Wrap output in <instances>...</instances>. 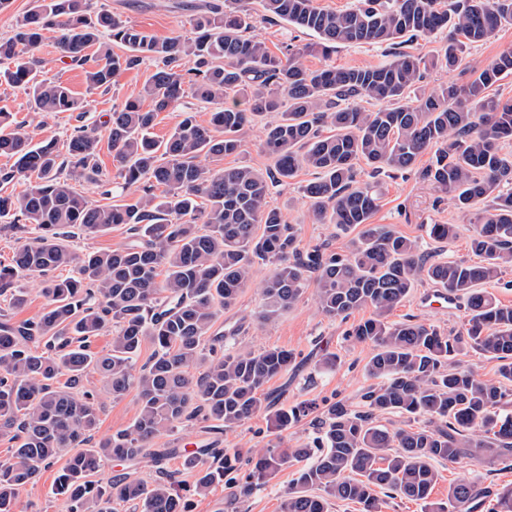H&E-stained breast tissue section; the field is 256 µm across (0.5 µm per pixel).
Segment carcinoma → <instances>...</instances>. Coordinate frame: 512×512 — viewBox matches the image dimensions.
<instances>
[{
  "label": "carcinoma",
  "mask_w": 512,
  "mask_h": 512,
  "mask_svg": "<svg viewBox=\"0 0 512 512\" xmlns=\"http://www.w3.org/2000/svg\"><path fill=\"white\" fill-rule=\"evenodd\" d=\"M258 4L262 21H284L318 42L272 52L253 34L258 18L249 0H212L194 15L193 36L163 40L108 11L91 15L90 0H35L13 35L0 39L3 76L27 92L36 112L87 107L63 82L39 78L41 61L32 52L47 30H59L61 55L73 64L85 65L93 50L95 66L84 71L91 90L106 92L125 72L155 64L140 96L104 122L123 188L138 193L129 202L92 203L76 189L104 185L94 131L79 127L62 146L54 139L33 146L0 111V155L15 159L0 181L25 185L16 195L0 194V220L8 219L0 232L33 233L0 261V297L23 308L26 296L16 282L36 273L46 298L34 317L0 318V435L13 442L0 461V512H15L20 492L63 456L54 494L66 512H113L115 501L136 512H189L175 471L161 469L150 482L92 479L113 458H149L159 466L180 454L197 492L223 482L241 451L213 440L183 455L151 441L199 418L227 430L269 410L264 387L288 370L294 353L233 351L213 333L257 264L271 266L259 286L261 323L274 321L310 286L330 317L372 309L348 336L372 347L365 371L373 384L360 410L330 405L319 435L301 448L285 442L309 407H277L270 421L278 443L246 451L251 468L233 495L247 497L280 469L305 461L282 512H328L333 500L379 512L377 488L427 502L433 512H475L485 503L488 512H512V488L499 491L478 477L450 485L448 506L430 502L435 460L489 456L512 466V306L482 289L512 265V103L487 95L512 74V50L464 87L423 85L427 71L457 68L466 49L512 25V0H358L345 10L317 0ZM437 34L446 43L431 58L401 50ZM351 44L385 45L389 59L371 67L304 64L308 53L329 57ZM188 94L211 106L208 120L184 110L167 138L155 139L159 113ZM370 101L383 106L368 111ZM257 118L265 120L262 148L271 165L218 166L240 153V133ZM429 149L422 177L472 215L476 262H426L416 241L371 224L379 182L357 180L358 162L375 178L390 177L412 170ZM302 169L315 174L302 187L312 222L359 230L348 255L301 248L299 225L269 205L271 187ZM119 225L131 238L121 249L79 257L70 248L75 238ZM429 235L453 241L459 226L431 224ZM63 267L67 276L52 275ZM424 280L466 301L469 319L455 335L388 320ZM109 331V352H93L92 339ZM146 342L153 354L137 369ZM466 347L498 361L497 382L458 365ZM92 371L112 396L134 388L139 402L130 428L94 445L100 406L83 389ZM383 414L410 423L388 429L377 424Z\"/></svg>",
  "instance_id": "1"
}]
</instances>
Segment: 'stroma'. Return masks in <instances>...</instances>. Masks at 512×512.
<instances>
[{"label": "stroma", "instance_id": "35a3bbf8", "mask_svg": "<svg viewBox=\"0 0 512 512\" xmlns=\"http://www.w3.org/2000/svg\"><path fill=\"white\" fill-rule=\"evenodd\" d=\"M173 3L174 0H92V7L120 15L158 39L190 37L192 15L175 9ZM506 49H512L510 25L502 27L486 43L467 50L455 70L429 71L424 84L429 88L447 82L465 84L474 73L480 72ZM35 55L42 61L44 78L63 81L75 97L90 103L84 112L47 115L33 111L30 98L22 88L0 81V108L11 112L14 121L22 124L37 142L44 139L66 141L78 126L100 129L106 114L112 112L114 107L141 94L154 70L152 63H145L123 74L111 90L91 92L87 89L83 68L61 59L54 33L46 34ZM385 59L383 47L358 44L341 47L327 58L314 53L305 56L304 62L310 68L317 69L328 64L376 66ZM428 163V156H421L416 169L383 179L379 206L372 221L389 225L401 235L416 240L421 252L448 260L474 262L475 257L468 244L473 230L470 217L459 211L446 194L422 178L421 170ZM312 178V172L299 171L288 183L272 189L270 203L282 211L288 223L299 225L301 246L323 244L331 252L347 254L352 233L340 231L332 224H314L309 220V203L301 187ZM430 224L458 225L459 236L447 244L434 242L426 233V227ZM268 272V267H257L254 283L243 288L235 304L216 320L213 330L225 335V345L232 350L272 347L293 350L295 363L288 371L271 379L265 390L280 405L309 404L308 416L288 432L289 445L296 447L312 439L317 420L329 404L340 401L351 408H359L360 395L369 384L364 365L372 349L369 345L347 340L345 332L349 327L348 322L326 316L319 308L315 290L311 287L274 322L259 323L255 318L259 305L255 282ZM431 288L429 282L420 283L409 299L392 312V320L400 322L410 319L434 325L448 334L455 333L467 319L464 303L459 301L440 309L426 308L422 306L420 298ZM237 325L241 326V333L230 336V329ZM327 352L338 354L341 363L334 370L318 371L317 363ZM88 386L97 393L100 403L97 438L108 437L133 424L139 411L135 392H128L119 398L112 397L104 390L99 375L95 373L90 374ZM269 425L267 414L262 413L239 427L217 434L210 430L207 422L196 420L161 433L153 439L152 445L169 448L185 441L200 443L217 438L226 448H260L270 439ZM64 464V459L60 458L42 468L36 483L21 491L16 512H66L63 501L51 493L55 478ZM167 467L179 471L183 483L182 494L190 506V512H281V502L298 471L294 465L282 469L258 486L250 496L238 499L231 496L228 486L241 478L247 470L246 465H239L237 470L226 473L223 483L205 495L196 494L194 477L191 472L183 470L181 459L169 460ZM434 467L439 473L438 483L431 495L435 502L447 501L450 484L475 474L482 475L498 488L512 485V469L498 463L464 459L456 464L438 461Z\"/></svg>", "mask_w": 512, "mask_h": 512}]
</instances>
